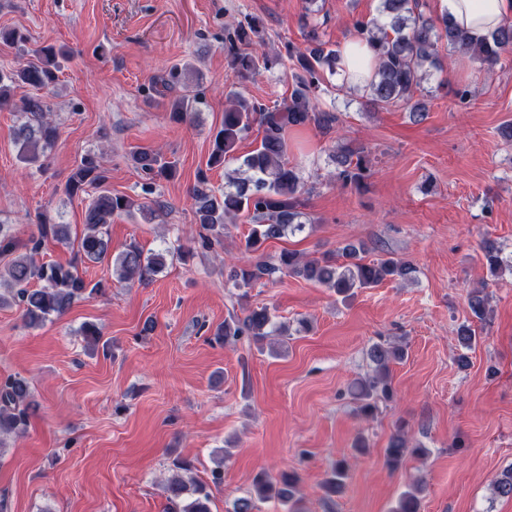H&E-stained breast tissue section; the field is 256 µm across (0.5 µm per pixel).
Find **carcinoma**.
<instances>
[{"label": "carcinoma", "mask_w": 512, "mask_h": 512, "mask_svg": "<svg viewBox=\"0 0 512 512\" xmlns=\"http://www.w3.org/2000/svg\"><path fill=\"white\" fill-rule=\"evenodd\" d=\"M379 2L378 16L357 19L353 23L355 38L368 43L376 58L373 76L366 86L367 102L377 108L400 105L415 123L427 117L424 82L432 71L443 70L438 48L441 41H446L453 51L470 55L489 72L500 63L502 55L512 49L511 19L476 41L449 22L448 17L426 16L420 9V0ZM305 40V48L288 49L287 59H271L256 52V46L263 42V27L258 21L251 19L240 23L229 32L224 46L227 73L246 78L262 68L270 69L289 60L295 70L296 84L287 100L272 107L239 92L228 93L224 120L214 135L207 166L213 169L237 162L236 172L244 176L229 178L228 187L218 197L209 187L207 176L201 173L191 190V198L195 223L205 230L200 235V247L204 250L221 244L227 226L239 215L247 214L252 218L253 227L241 245L242 259L230 269L226 280L240 291V296H247L248 289L262 280L275 283L289 276L326 288L345 302L357 291L385 281L412 282L416 279L417 268L389 254L368 261L364 257L365 245L352 241L320 257L292 250L275 255L265 252L266 242L304 228L301 207L307 189L298 168L286 161L288 131L312 125L328 132L340 121L339 113L320 109L312 98L323 73L334 71L339 51L325 46L314 28L305 35ZM62 54L63 51L52 46L34 49V60L0 75V109L12 105L10 88L15 85L25 84L40 91L39 95L22 102L21 120L14 130V139L20 143L19 158L24 163L39 162L57 139V128L47 118L50 105L41 91L49 94L55 86L57 58ZM187 73L188 66L175 65L162 80L167 89L181 87V93L169 102L171 117L178 122L193 121L200 100L196 87L185 81ZM254 131L261 135L260 142L248 154L236 155L238 143ZM130 158L134 167L148 178L143 185L147 194L153 193L158 181H170L177 175L176 165L166 161L157 150L139 148ZM331 159L336 179L343 186L356 191L365 186L369 166L364 148L340 145ZM107 180V169L94 152L81 157L67 180L64 192L68 197L91 195L83 231L75 239L71 238L70 225L55 224L46 218L38 221V234L25 242L15 235L10 225L0 224V257L7 259L0 268V307H18L25 326L38 327L63 314L80 296L104 293L101 282H87L73 265L37 261L36 255L49 238L77 244V255L83 261L112 264V275L120 283H144L165 266L164 255L146 256L135 243L115 256L111 254L108 224L112 216L136 208L150 221L166 204L159 199L137 204L128 196L112 193L107 188ZM483 252L492 275L501 274L505 267L501 250L494 242L486 240ZM33 283L39 287H31ZM468 307L475 318L486 321L490 312L488 294L482 289L471 292ZM275 334L280 337V346L288 344L291 336L288 324L277 322L270 308L263 305L248 310L242 318L233 315L224 320V325L217 327L214 339L227 343L245 336L261 344ZM367 356L371 371L351 385L358 415L365 420L375 417L379 405L393 401L395 389L390 364L403 359L405 350L376 342L368 349ZM31 406L32 390L26 378L14 375L0 381V449L6 437L27 431ZM427 455L428 449L409 445L403 423L396 426L384 448L385 462L394 470L408 457ZM171 466L176 474L168 478L163 487L167 512H210L212 487L223 483L222 462H217L212 470L209 484L185 480L180 472L191 470V464L186 461L174 459ZM348 473L349 462L345 458L331 465L320 483L325 499L332 501L345 492ZM492 490L498 497L512 498V468L494 481ZM422 491L421 483L410 485L400 494L392 512H421ZM271 499L280 501L288 512H303L299 475L289 470L274 477L265 470L259 471L252 479L248 494L233 502L232 512H256L258 502Z\"/></svg>", "instance_id": "1"}]
</instances>
